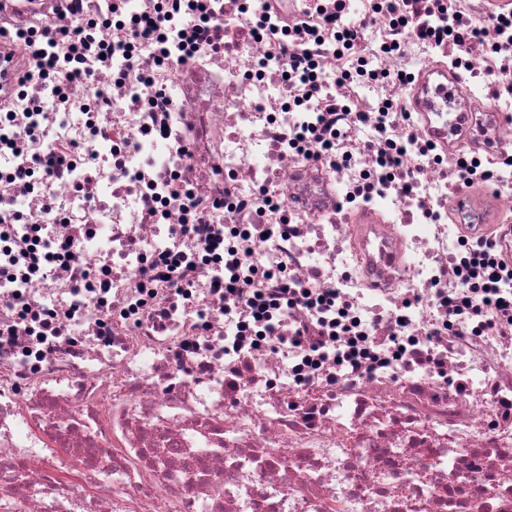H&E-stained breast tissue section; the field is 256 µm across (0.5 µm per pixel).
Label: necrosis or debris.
Instances as JSON below:
<instances>
[{
	"label": "necrosis or debris",
	"mask_w": 512,
	"mask_h": 512,
	"mask_svg": "<svg viewBox=\"0 0 512 512\" xmlns=\"http://www.w3.org/2000/svg\"><path fill=\"white\" fill-rule=\"evenodd\" d=\"M161 6L0 0V512H512V0Z\"/></svg>",
	"instance_id": "4bbe7bcc"
}]
</instances>
